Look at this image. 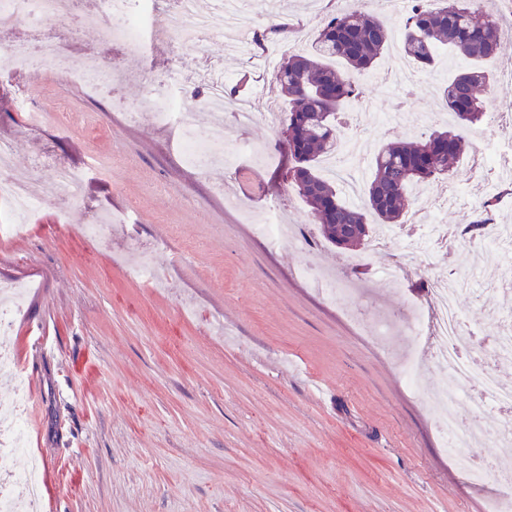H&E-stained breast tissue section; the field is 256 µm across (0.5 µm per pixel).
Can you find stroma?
Listing matches in <instances>:
<instances>
[{
    "label": "stroma",
    "mask_w": 512,
    "mask_h": 512,
    "mask_svg": "<svg viewBox=\"0 0 512 512\" xmlns=\"http://www.w3.org/2000/svg\"><path fill=\"white\" fill-rule=\"evenodd\" d=\"M345 10L341 0H284L279 17L308 37L325 15ZM493 10L504 50L490 64L488 97L506 106L512 0ZM226 42L215 36L204 57L162 45L147 62L90 35L63 41L76 59H117L130 103L173 69L189 77L192 96L209 92L201 78L209 62L244 80L257 118L240 126L225 116L224 150L238 161L206 176L185 162L178 131L160 130L147 114L128 122L111 94L50 74L0 75V139L11 142L15 165L45 153L87 172L79 205L43 201L26 233L0 235V287L25 289L0 379L18 374L25 383L31 446L17 464L40 463L39 512H487L495 473L512 470L498 443L500 412L477 411L474 390L454 400L459 417L480 418L485 433L474 455L490 476L474 484L437 431L443 412L429 395L446 385L443 372L427 359L417 387L404 378L406 357L426 350L428 336L381 344L374 332L378 320L428 313L437 277L475 273L476 292L456 300L473 341L463 358L489 363L512 389V359L487 351L508 317L507 259L452 237L414 262L396 244L358 251L344 266L343 249L275 245L259 234L255 224L272 207L293 224L311 216L283 180L287 150L268 122L287 110L272 88L275 67L261 44ZM439 60L408 93L361 76L374 115L362 123L353 111L341 115L364 148L346 168L359 184L370 180L379 146L452 122L439 89L467 62L445 50ZM22 93L47 120L28 125L15 106ZM67 112L85 123L65 127ZM470 165L468 153L451 172L468 207L445 206L441 181L413 187L411 208L469 224L486 199ZM102 217L101 237L82 233ZM145 254L154 279L132 278L129 266ZM304 264L333 279L335 299L298 275Z\"/></svg>",
    "instance_id": "stroma-1"
}]
</instances>
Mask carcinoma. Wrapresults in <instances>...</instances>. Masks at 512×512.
<instances>
[{
    "label": "carcinoma",
    "instance_id": "cac0c4a2",
    "mask_svg": "<svg viewBox=\"0 0 512 512\" xmlns=\"http://www.w3.org/2000/svg\"><path fill=\"white\" fill-rule=\"evenodd\" d=\"M294 34L290 24L274 22L258 40L276 42ZM390 42L384 21L357 6L341 17L325 16L311 49L290 51L274 73L287 102L282 128L292 160L287 180L310 208L319 236L336 247L366 246L376 226L404 223L408 188L448 176V164L465 150L462 137L448 130L380 146L361 205L345 200L336 182L320 174L319 164L336 152L341 136L338 115L363 96L358 77L373 69ZM401 44L424 73L435 70L441 46L465 57L468 67L440 88V97L458 123L483 120L490 86L484 64L501 51L499 22L483 0H417L404 19Z\"/></svg>",
    "mask_w": 512,
    "mask_h": 512
}]
</instances>
